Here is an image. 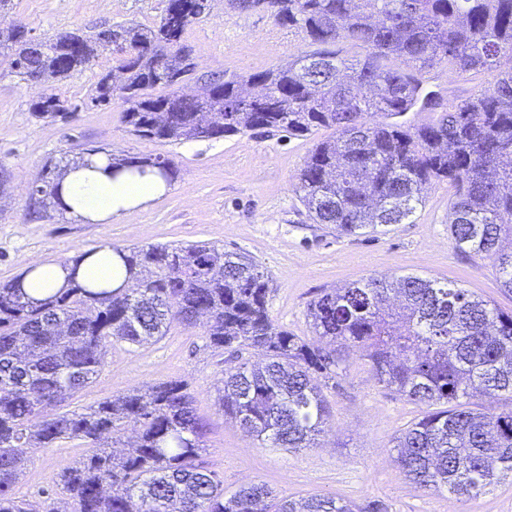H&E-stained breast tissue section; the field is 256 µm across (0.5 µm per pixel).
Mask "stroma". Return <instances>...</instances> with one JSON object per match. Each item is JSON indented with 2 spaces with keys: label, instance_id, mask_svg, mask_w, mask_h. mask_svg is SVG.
<instances>
[{
  "label": "stroma",
  "instance_id": "35a3bbf8",
  "mask_svg": "<svg viewBox=\"0 0 512 512\" xmlns=\"http://www.w3.org/2000/svg\"><path fill=\"white\" fill-rule=\"evenodd\" d=\"M163 0H13L11 19L34 37L92 29L103 22H158ZM197 74L242 75L287 65L311 45L296 30L266 13H238L225 0L187 33ZM111 53L54 83L53 93L78 103L69 121L35 117L32 92L13 75H0V164L11 177L0 190V282L39 263H60L110 243L126 247L211 243L253 258L269 280L268 312L288 332L310 339L308 305L321 291L376 274H415L451 282L512 313V292L500 286L492 260L462 252L448 232L454 189L440 181L402 224L374 234L344 235L313 223L292 189L314 144L333 137L330 128L309 135H227L219 139L159 141L126 132L124 104L88 102L100 73L111 70ZM97 147L130 156L168 157L178 174L166 193L119 224H89L50 210L28 209L32 186L45 166ZM229 365L227 352L210 347L203 326L172 323L157 342L136 347L113 343L106 364L84 389L61 406L84 412L128 390L175 379L188 380L198 414L208 423L201 455L231 493L249 480L266 483L279 496L329 495L371 512H512V479L468 501L421 489L393 462V440L417 422L426 407L378 384L367 361L347 358L336 388L325 390L330 428L318 447L265 448L225 420L217 388ZM80 439L29 450L13 487L14 498L34 512L47 492L58 490L64 468L91 455Z\"/></svg>",
  "mask_w": 512,
  "mask_h": 512
}]
</instances>
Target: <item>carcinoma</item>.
I'll return each mask as SVG.
<instances>
[{
    "instance_id": "obj_1",
    "label": "carcinoma",
    "mask_w": 512,
    "mask_h": 512,
    "mask_svg": "<svg viewBox=\"0 0 512 512\" xmlns=\"http://www.w3.org/2000/svg\"><path fill=\"white\" fill-rule=\"evenodd\" d=\"M0 0V58L9 72L39 86L30 100L38 118L66 121L79 105L47 91L109 49L123 82L101 75L94 104L119 92L132 134L160 141L218 139L278 130L336 131L315 145L295 192L316 224L342 234L375 233L402 224L434 181L457 187L451 205L455 246L494 262L512 291V69L489 87L448 103L436 120L410 128L379 120L419 100L410 68L450 58L462 72L488 69L512 54V0H228L242 12L262 10L299 30L316 49L286 67L245 78L217 74L200 96L181 94L195 74L184 36L208 10L200 0H165L158 24L113 23L35 39L8 19ZM367 54L355 64L336 45ZM398 58L402 68L380 64ZM87 149L45 166L31 194L34 214L63 206L62 177ZM112 175H143L166 184L177 170L161 156L108 154ZM127 267L122 288L79 282L80 258L64 288L35 300L17 277L0 282V512H28L12 496L23 448L82 439L94 454L62 475L60 494L36 512H356L334 496L279 498L250 481L224 495V483L201 462L205 422L189 383L171 380L134 389L87 412L43 417L84 388L105 366L115 341L144 346L171 321L207 319L209 345L236 354L224 370L217 403L266 447L314 448L326 431L323 390L336 387L346 357L361 354L377 383L431 410L394 441V461L419 487L465 500L512 478V408L490 411L480 398L512 400V314L463 288L408 274L377 275L332 288L308 316L317 340L276 325L267 310V277L252 259L217 245H104ZM259 351L253 362L243 351ZM133 442L117 458L124 425Z\"/></svg>"
}]
</instances>
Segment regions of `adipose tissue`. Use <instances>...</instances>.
I'll return each instance as SVG.
<instances>
[{
  "mask_svg": "<svg viewBox=\"0 0 512 512\" xmlns=\"http://www.w3.org/2000/svg\"><path fill=\"white\" fill-rule=\"evenodd\" d=\"M108 163L106 155L97 154L86 166L68 171L61 187L67 213L92 223L122 221L147 210L167 189L153 174L110 178Z\"/></svg>",
  "mask_w": 512,
  "mask_h": 512,
  "instance_id": "obj_1",
  "label": "adipose tissue"
}]
</instances>
